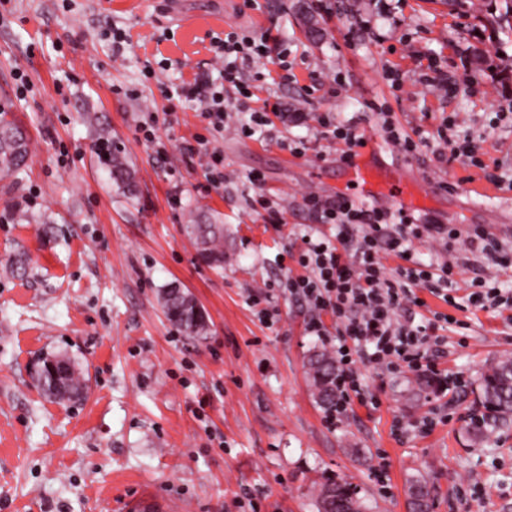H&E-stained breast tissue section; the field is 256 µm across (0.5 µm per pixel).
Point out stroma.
Returning <instances> with one entry per match:
<instances>
[{"label":"stroma","mask_w":512,"mask_h":512,"mask_svg":"<svg viewBox=\"0 0 512 512\" xmlns=\"http://www.w3.org/2000/svg\"><path fill=\"white\" fill-rule=\"evenodd\" d=\"M498 0H0V109L27 130L29 157L0 180V512H128L139 498L166 512H317L331 477L365 495L371 512H408L411 480L426 479L432 512H512V419L476 440L482 374L512 358V319L469 301L477 274L512 297V266L493 265L472 243L482 229L512 249V33L492 28ZM321 35L309 40L304 14ZM129 30L114 56L102 33ZM244 29L288 46L287 80L260 98L308 118L265 139L226 130L224 185L204 190L201 163L183 141L207 135L199 102L183 103L157 134L138 138L142 110L163 112L165 92L208 70L213 36ZM29 86L17 94L15 69ZM138 97L116 95L115 87ZM419 129L416 156L391 145L367 155L403 166L420 214L455 225L442 245L412 240L423 263L451 260L462 274L452 302L418 289L415 322L449 316L440 335L441 384L358 360L360 392L329 423L306 366L331 350L336 320L310 333L304 303L280 294L303 275L304 235L333 237L303 198L333 202L351 186L335 145L316 139L315 118L377 138L378 109ZM460 121L480 166L436 158L443 120ZM302 140V153L287 144ZM111 142L134 171L113 182L98 146ZM499 183L471 193L485 172ZM260 175L252 185V175ZM277 203L271 224L262 200ZM224 227V265L214 268L187 224ZM24 255V273L6 261ZM203 308L204 337L186 336L160 303L169 285ZM269 285L272 323L249 302ZM44 353L74 360L86 383L75 403L43 396L34 369Z\"/></svg>","instance_id":"stroma-1"}]
</instances>
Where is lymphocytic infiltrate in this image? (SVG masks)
<instances>
[{
    "mask_svg": "<svg viewBox=\"0 0 512 512\" xmlns=\"http://www.w3.org/2000/svg\"><path fill=\"white\" fill-rule=\"evenodd\" d=\"M212 46L223 62L219 75H195L193 81L167 92L168 101H198L210 130L217 133L223 132L234 112L250 116L239 127L242 136L251 138L265 132L269 106L254 105L253 85L265 81L267 75L260 70L249 75L245 69L268 58L266 42L244 30L227 33L215 39ZM305 205L315 218L335 225L336 237L305 239L298 263L306 274L288 278L284 288L313 312L308 323L310 332L322 331L318 312L327 310L336 318V389L340 402L334 412L339 415L345 409L344 399L358 389L356 354H364L368 362L389 370L405 367L417 372L434 371L429 355L434 323L403 320L399 312L406 305H420L416 287L434 293L447 290L453 282L455 265L450 261L434 267L414 263L409 242L422 237L444 242L457 236L458 231L445 224L423 222L401 208H368L346 197L331 203L311 195ZM390 254L404 261L391 273L383 263Z\"/></svg>",
    "mask_w": 512,
    "mask_h": 512,
    "instance_id": "f902f5d3",
    "label": "lymphocytic infiltrate"
}]
</instances>
